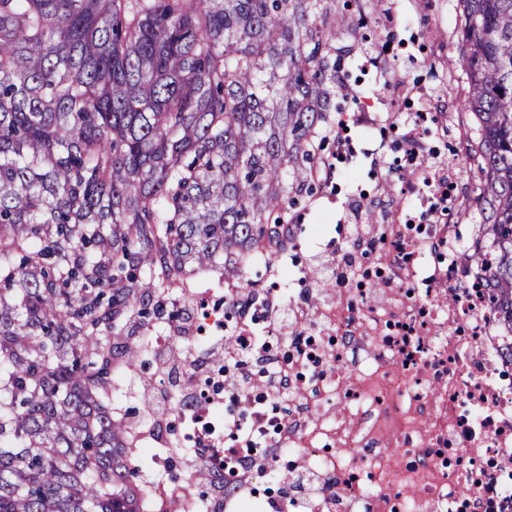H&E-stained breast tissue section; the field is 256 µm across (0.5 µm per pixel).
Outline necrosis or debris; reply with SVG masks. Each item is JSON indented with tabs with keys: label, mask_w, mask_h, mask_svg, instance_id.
<instances>
[{
	"label": "necrosis or debris",
	"mask_w": 512,
	"mask_h": 512,
	"mask_svg": "<svg viewBox=\"0 0 512 512\" xmlns=\"http://www.w3.org/2000/svg\"><path fill=\"white\" fill-rule=\"evenodd\" d=\"M374 231L388 252L382 295L367 310L325 312L353 365L342 373L334 352L297 347L288 373L311 376L308 409L274 416L253 396L260 417L251 441L277 432L278 445L303 449L309 470L344 484V503L329 489L300 512H512V366L501 358L499 318L464 260L479 231L411 224L395 212ZM407 282L417 293L403 292ZM338 392L354 396L345 416L314 412ZM324 442L334 454L319 453ZM362 459L372 478L352 482Z\"/></svg>",
	"instance_id": "necrosis-or-debris-1"
}]
</instances>
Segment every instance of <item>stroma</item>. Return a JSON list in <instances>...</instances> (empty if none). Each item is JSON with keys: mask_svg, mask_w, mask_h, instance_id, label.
<instances>
[{"mask_svg": "<svg viewBox=\"0 0 512 512\" xmlns=\"http://www.w3.org/2000/svg\"><path fill=\"white\" fill-rule=\"evenodd\" d=\"M458 0H351L347 13L360 23L366 43L342 55L338 76L350 85L355 98L337 99L332 137L319 152L312 167V188L298 196L288 210L293 225L294 246L288 251V279L272 275L262 266L250 267L249 280L260 289L280 297L282 313L297 305L309 307L308 324L313 334L330 337L317 310L311 309L317 295L308 280L310 266L335 271L336 260L349 250L361 226L382 223L395 210L415 223H423L427 208L421 198L405 195L403 176L408 167L405 141L409 125L425 115V131L419 146L429 166L445 167L454 178L446 219L451 224H477L481 213L477 196L482 179L473 160L475 132L462 104L468 86L460 56ZM370 108L379 116L367 127L356 118ZM238 291L235 283L211 273L190 281L187 288H173L169 296L176 305L194 297L206 310L223 307ZM238 321L229 317L223 326L213 319L190 320L187 337L177 334V325L160 320L142 336L167 337V350L184 356L207 357L209 368L224 363L220 353L226 337L234 335ZM147 368L121 371L112 376L108 399L118 416L127 418L134 431L165 437L148 414L145 389L159 399L175 393L167 376L159 373L155 352H148ZM303 462L302 453L281 452L267 460L266 471L257 474L253 493L261 500L280 496L287 476Z\"/></svg>", "mask_w": 512, "mask_h": 512, "instance_id": "obj_1", "label": "stroma"}]
</instances>
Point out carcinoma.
<instances>
[{
  "label": "carcinoma",
  "instance_id": "cac0c4a2",
  "mask_svg": "<svg viewBox=\"0 0 512 512\" xmlns=\"http://www.w3.org/2000/svg\"><path fill=\"white\" fill-rule=\"evenodd\" d=\"M482 248L512 330V0H459ZM336 0H0V512H147L129 425L105 403L145 353L133 315L290 241L293 190L336 111ZM185 495L224 471L180 450ZM207 485L211 499L195 492Z\"/></svg>",
  "mask_w": 512,
  "mask_h": 512
}]
</instances>
